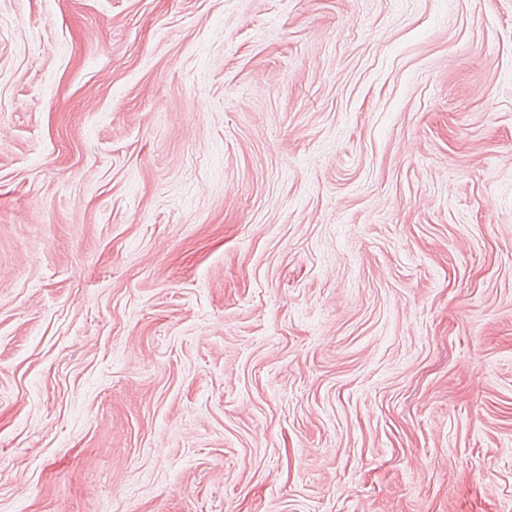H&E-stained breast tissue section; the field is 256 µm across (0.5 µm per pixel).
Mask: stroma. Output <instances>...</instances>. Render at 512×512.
Wrapping results in <instances>:
<instances>
[{"label":"stroma","instance_id":"1","mask_svg":"<svg viewBox=\"0 0 512 512\" xmlns=\"http://www.w3.org/2000/svg\"><path fill=\"white\" fill-rule=\"evenodd\" d=\"M0 512H512V0H0Z\"/></svg>","mask_w":512,"mask_h":512}]
</instances>
